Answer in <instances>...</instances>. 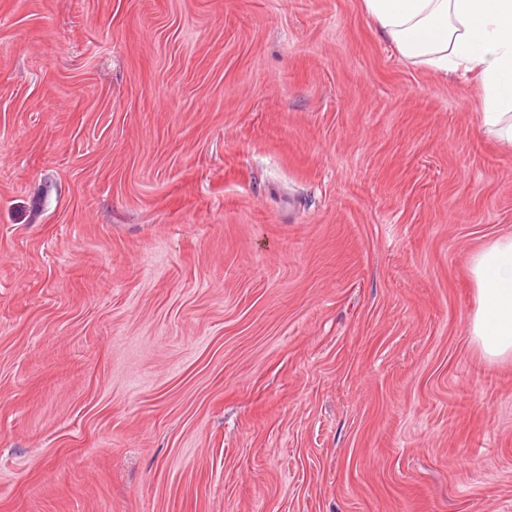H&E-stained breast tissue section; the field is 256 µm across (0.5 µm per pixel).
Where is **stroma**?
<instances>
[{
	"instance_id": "1",
	"label": "stroma",
	"mask_w": 512,
	"mask_h": 512,
	"mask_svg": "<svg viewBox=\"0 0 512 512\" xmlns=\"http://www.w3.org/2000/svg\"><path fill=\"white\" fill-rule=\"evenodd\" d=\"M507 235L362 0H0V512H512ZM471 275L478 298L471 335L488 359L512 357V236L476 253Z\"/></svg>"
}]
</instances>
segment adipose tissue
I'll list each match as a JSON object with an SVG mask.
<instances>
[{
    "label": "adipose tissue",
    "instance_id": "ef3b65f1",
    "mask_svg": "<svg viewBox=\"0 0 512 512\" xmlns=\"http://www.w3.org/2000/svg\"><path fill=\"white\" fill-rule=\"evenodd\" d=\"M404 57L482 88L483 123L512 146V0H363ZM478 308L471 334L491 360L512 357V236L471 260Z\"/></svg>",
    "mask_w": 512,
    "mask_h": 512
}]
</instances>
